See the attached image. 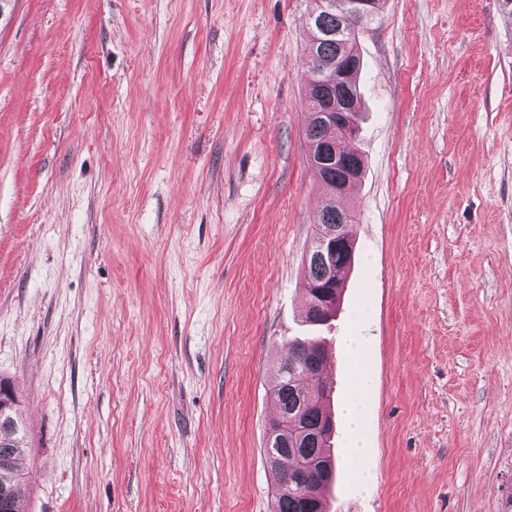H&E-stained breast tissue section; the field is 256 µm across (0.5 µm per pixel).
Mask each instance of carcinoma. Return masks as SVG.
<instances>
[{
	"label": "carcinoma",
	"instance_id": "1",
	"mask_svg": "<svg viewBox=\"0 0 512 512\" xmlns=\"http://www.w3.org/2000/svg\"><path fill=\"white\" fill-rule=\"evenodd\" d=\"M315 7L307 21L315 31L338 30L340 38H319L309 52L307 106L309 119L305 128L306 143L327 146L325 153L309 152V161L317 180L325 191L319 223L312 232L311 244L318 245L320 228L336 224H352L354 214L333 200L336 182L345 181L346 175L354 171L363 174L361 156L350 145L339 150L336 146V114L356 116L360 94L357 78H352L347 87L338 92L332 84V69L336 64L359 55L357 35L359 18L350 15L349 0H314ZM353 252H339L326 263L316 258V250L306 254L305 283L309 303L305 322L321 325L336 314V304L341 295L340 274L351 267ZM329 351L324 340L315 336L296 337L288 341L274 369L271 395L278 406L277 417L300 416L313 438L300 448L280 446L277 439L266 441L265 454L270 464L274 483L301 473L304 486L298 485L286 491L275 489L280 512H325L323 489L330 484L335 473V461L327 452L332 428L328 427L331 416L327 411L330 401L326 395L314 396L316 387L326 388L322 368L327 364ZM28 450L27 436L18 440L0 441V512H24L17 494L19 483L13 475L22 473L19 460Z\"/></svg>",
	"mask_w": 512,
	"mask_h": 512
}]
</instances>
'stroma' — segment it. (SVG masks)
<instances>
[{"instance_id": "obj_1", "label": "stroma", "mask_w": 512, "mask_h": 512, "mask_svg": "<svg viewBox=\"0 0 512 512\" xmlns=\"http://www.w3.org/2000/svg\"><path fill=\"white\" fill-rule=\"evenodd\" d=\"M313 6L0 14V377L21 392L26 512H271L268 385L295 336L335 367L326 512H512V19L381 0L360 27L354 261L312 326ZM358 363L376 384L351 470Z\"/></svg>"}]
</instances>
